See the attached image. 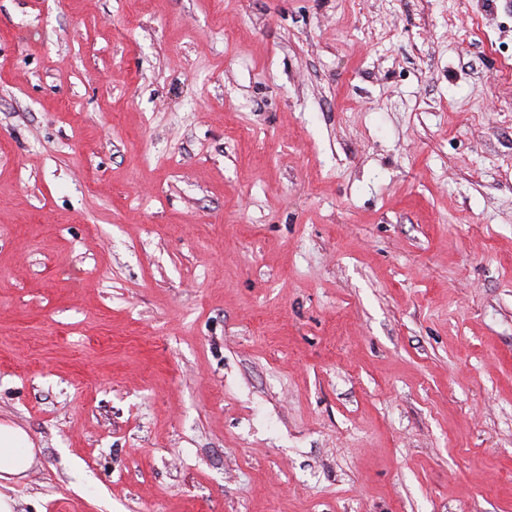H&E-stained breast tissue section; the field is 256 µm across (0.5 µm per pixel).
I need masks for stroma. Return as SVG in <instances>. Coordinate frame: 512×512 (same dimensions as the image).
<instances>
[{
    "mask_svg": "<svg viewBox=\"0 0 512 512\" xmlns=\"http://www.w3.org/2000/svg\"><path fill=\"white\" fill-rule=\"evenodd\" d=\"M14 512H512V0H0ZM27 434L17 428L0 425V479L25 473L33 462Z\"/></svg>",
    "mask_w": 512,
    "mask_h": 512,
    "instance_id": "stroma-1",
    "label": "stroma"
}]
</instances>
